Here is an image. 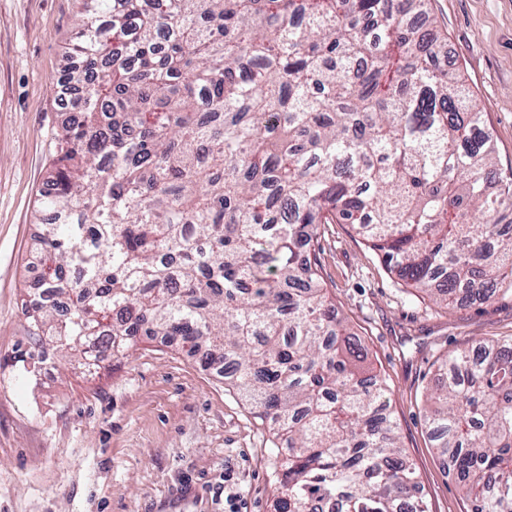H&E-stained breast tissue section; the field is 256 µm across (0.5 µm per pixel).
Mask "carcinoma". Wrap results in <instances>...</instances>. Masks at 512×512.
<instances>
[{"label":"carcinoma","instance_id":"1","mask_svg":"<svg viewBox=\"0 0 512 512\" xmlns=\"http://www.w3.org/2000/svg\"><path fill=\"white\" fill-rule=\"evenodd\" d=\"M447 55L430 0H85L28 336L87 370L139 336L224 362L275 512H428L316 243L354 224L448 308L512 292V168ZM438 371L433 447L469 512H512V338Z\"/></svg>","mask_w":512,"mask_h":512}]
</instances>
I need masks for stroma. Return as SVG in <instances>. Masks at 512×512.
<instances>
[{"mask_svg": "<svg viewBox=\"0 0 512 512\" xmlns=\"http://www.w3.org/2000/svg\"><path fill=\"white\" fill-rule=\"evenodd\" d=\"M84 0H0V512H274L267 423L215 372L140 337L115 369L88 374L31 351L21 311L44 262L38 199L66 118L58 82ZM512 168V0H431ZM321 272L336 311L388 386L392 417L429 512H468L425 424L438 359L512 336V294L462 310L407 287L350 224L321 227Z\"/></svg>", "mask_w": 512, "mask_h": 512, "instance_id": "35a3bbf8", "label": "stroma"}]
</instances>
